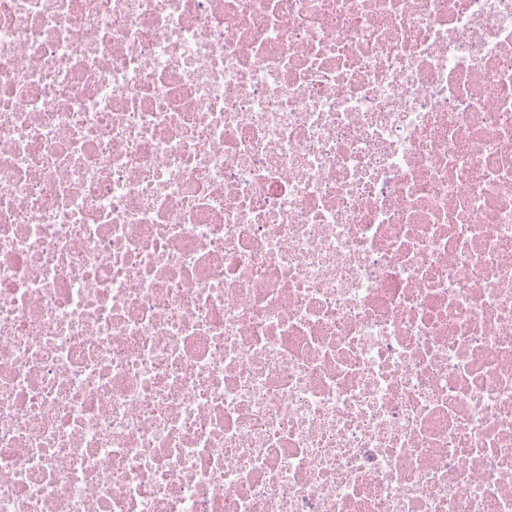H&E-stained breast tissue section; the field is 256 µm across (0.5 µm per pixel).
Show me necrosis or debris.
I'll use <instances>...</instances> for the list:
<instances>
[{
	"instance_id": "obj_1",
	"label": "necrosis or debris",
	"mask_w": 512,
	"mask_h": 512,
	"mask_svg": "<svg viewBox=\"0 0 512 512\" xmlns=\"http://www.w3.org/2000/svg\"><path fill=\"white\" fill-rule=\"evenodd\" d=\"M0 512H512V0H0Z\"/></svg>"
}]
</instances>
